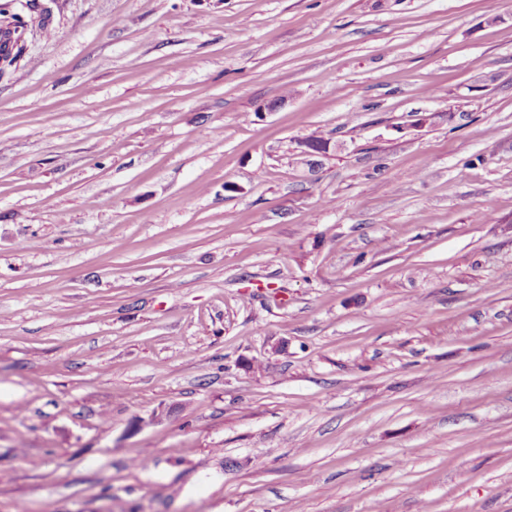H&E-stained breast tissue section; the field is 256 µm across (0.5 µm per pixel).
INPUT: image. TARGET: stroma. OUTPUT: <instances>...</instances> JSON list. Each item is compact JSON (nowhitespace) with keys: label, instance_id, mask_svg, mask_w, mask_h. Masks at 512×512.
I'll return each mask as SVG.
<instances>
[{"label":"stroma","instance_id":"1","mask_svg":"<svg viewBox=\"0 0 512 512\" xmlns=\"http://www.w3.org/2000/svg\"><path fill=\"white\" fill-rule=\"evenodd\" d=\"M16 17L0 512H512V0Z\"/></svg>","mask_w":512,"mask_h":512}]
</instances>
